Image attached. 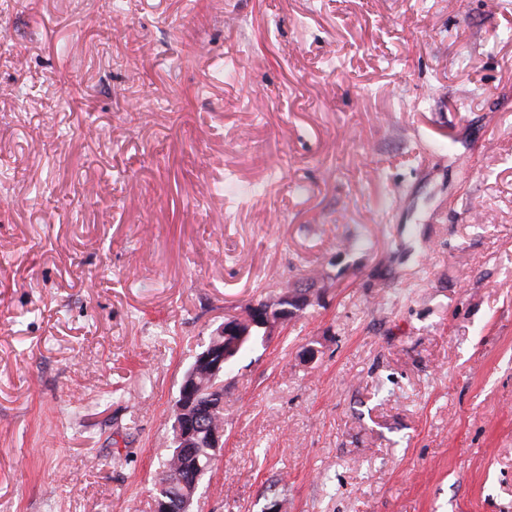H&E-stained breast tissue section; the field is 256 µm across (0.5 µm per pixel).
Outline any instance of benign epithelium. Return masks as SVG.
<instances>
[{"mask_svg": "<svg viewBox=\"0 0 512 512\" xmlns=\"http://www.w3.org/2000/svg\"><path fill=\"white\" fill-rule=\"evenodd\" d=\"M310 301L309 293L292 294L286 298V303L254 304L249 311L240 317L224 322L210 337V343L196 354L192 362L193 373L184 376L179 395L175 403L174 420L172 424L171 445L176 448V454L193 457L197 453L201 430L197 423L184 417L193 406L198 396L199 379L203 378L212 385L211 391L220 392L224 386V360L229 353L242 343L252 339L257 332H268L277 323H282L288 317L296 314L297 309L304 307ZM205 443L210 454L203 466L194 470L192 487L186 497L185 506H190L197 492L199 478L213 465L217 453L224 447V431L212 430L206 434Z\"/></svg>", "mask_w": 512, "mask_h": 512, "instance_id": "benign-epithelium-1", "label": "benign epithelium"}]
</instances>
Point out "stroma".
<instances>
[{
	"instance_id": "1",
	"label": "stroma",
	"mask_w": 512,
	"mask_h": 512,
	"mask_svg": "<svg viewBox=\"0 0 512 512\" xmlns=\"http://www.w3.org/2000/svg\"><path fill=\"white\" fill-rule=\"evenodd\" d=\"M0 0V512H512V0ZM297 311L299 310L294 307L286 304L281 305L278 302L276 304L267 302L262 305L257 303L252 305L244 315L225 321L213 333L210 337V343L206 344L194 357L192 375L184 376L179 389L173 414L171 438L172 448H177L176 455L194 457L199 448L200 427L196 422L183 416L194 406L199 394L197 389L201 387L199 379L208 380V384L213 385L212 388L211 386L205 387L206 390L211 388L209 392L222 394L220 387L224 386V382L215 383V381L224 378V359L230 357L229 353L242 343L252 339L258 331L263 330L264 337H267L270 328L277 323L284 322L288 317L296 314ZM256 340L257 338L252 339L231 354L230 363L232 364ZM220 346H223V350L217 349ZM205 443L206 448L211 452L207 455V460L205 464L202 466L203 460L205 457L201 456L200 463L197 460L196 465L200 469H196L193 472L194 480L192 481V487L189 491V495L186 497L185 500V508L186 511H188L189 506L191 505L194 494L197 492L198 485H199V478L203 475V473H206L208 469L213 465L214 461L216 460L217 453L221 450V448L224 447V431L222 429L218 430H211L209 433H206L205 437ZM193 460H176L169 456L163 463V470L159 485L168 486L166 492L173 496L167 498L161 486H157L154 497V512H170L171 503L177 507L183 495L182 483H186L189 473L192 471Z\"/></svg>"
}]
</instances>
